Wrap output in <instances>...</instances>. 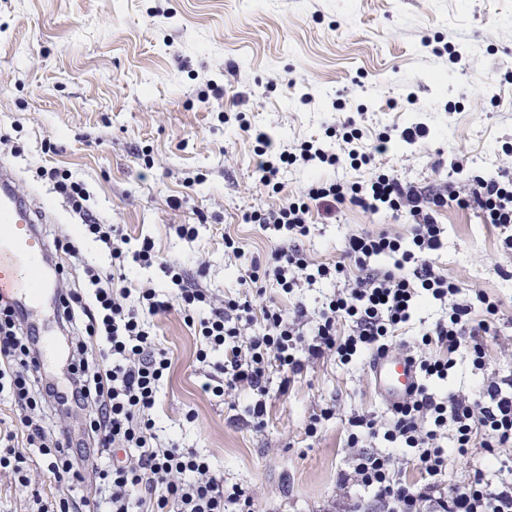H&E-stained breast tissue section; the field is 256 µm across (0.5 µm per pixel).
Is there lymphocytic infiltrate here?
<instances>
[{
  "instance_id": "f902f5d3",
  "label": "lymphocytic infiltrate",
  "mask_w": 512,
  "mask_h": 512,
  "mask_svg": "<svg viewBox=\"0 0 512 512\" xmlns=\"http://www.w3.org/2000/svg\"><path fill=\"white\" fill-rule=\"evenodd\" d=\"M255 183L281 192L280 175L298 165L312 171L349 163L364 178L307 183L278 208L245 211L244 223L272 233L275 246L265 259H251L240 278L242 293L217 300L193 282L185 270L168 263L161 270L172 288L164 295L153 287H134V266L152 265L154 246L142 240L129 247L118 225L92 209L90 194L71 173L52 168L45 176L81 219V235L101 243L112 270L86 268L83 288L60 295L61 320L73 332L80 356L71 368L70 395L88 412L96 464L93 491L59 498L55 512H255L254 499L238 485L217 478L209 458L194 449L162 442L152 411L164 373L170 367L154 327L158 318L179 312L198 335L199 363L211 365L207 386L215 396L244 389L254 394L248 422L262 427L272 374L280 393L311 364L331 356L347 364L361 358L405 350L414 361L420 384L406 404L387 418L354 415L348 420L351 463L337 477L340 487L358 486L374 494L384 512H512V380L489 376L474 393L439 391L453 367L452 353L468 348L475 368L484 366V341L497 335L500 303L483 289L462 287L433 261L446 244L440 213L449 202L475 211L499 234V258L512 264V146H503L495 175L466 172L461 153H452L448 169L454 181L420 186L393 173L376 171L374 161L389 149L391 136H368L355 120L327 129L324 137L277 145L267 132L252 129ZM375 215L391 213L411 226L402 240L388 233L347 234L342 261L312 260L302 247L312 217L336 218L344 204ZM389 257L378 268L376 257ZM284 293L329 282L332 295L316 310L298 302L288 310L264 304L266 283ZM445 313L415 341L402 336L426 302ZM261 320L259 332L246 326ZM104 350L94 360L85 354L91 342ZM8 393L18 412L17 433L38 449L48 473L60 486L82 483L79 462L64 431L47 426L41 409L58 401L52 383L43 380L39 354L10 304L0 302V393ZM454 429L459 455L482 449L499 477L475 471L469 481L448 490L443 483L448 453L441 445L445 429ZM383 439L410 451L421 482L409 483L393 455L365 450L368 440ZM127 451L126 460L115 457Z\"/></svg>"
}]
</instances>
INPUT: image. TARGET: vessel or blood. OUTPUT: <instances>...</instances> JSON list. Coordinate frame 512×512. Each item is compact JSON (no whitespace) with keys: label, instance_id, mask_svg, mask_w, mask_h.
Here are the masks:
<instances>
[{"label":"vessel or blood","instance_id":"obj_1","mask_svg":"<svg viewBox=\"0 0 512 512\" xmlns=\"http://www.w3.org/2000/svg\"><path fill=\"white\" fill-rule=\"evenodd\" d=\"M43 221L41 208L18 194L13 170L0 165V299L10 302L25 317L52 286L41 276L49 247L34 231ZM369 372L381 400L389 407L406 401L419 382L415 366L393 352L375 357Z\"/></svg>","mask_w":512,"mask_h":512}]
</instances>
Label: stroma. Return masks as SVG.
Returning <instances> with one entry per match:
<instances>
[{
	"instance_id": "1",
	"label": "stroma",
	"mask_w": 512,
	"mask_h": 512,
	"mask_svg": "<svg viewBox=\"0 0 512 512\" xmlns=\"http://www.w3.org/2000/svg\"><path fill=\"white\" fill-rule=\"evenodd\" d=\"M437 39L457 50L459 63L432 50ZM509 71L512 0H0V134L11 139L0 145V162L14 170L20 194L47 207L38 227L45 240L78 229L39 175L58 167L85 184L100 217L126 238L150 239L160 259L221 298L239 291L240 263L225 256V237L249 258L274 245L269 232L242 222L243 212L278 206L308 180L291 167L281 193L256 187L254 142L222 119L233 93H246L251 124L284 145L359 111L373 133L423 122L431 130L423 144L378 161L425 184L435 161L458 148L470 169L495 170L501 146L512 143ZM212 83L223 86L222 97L204 98ZM439 220L448 242L436 265L485 289L504 313L485 343L483 369L467 349L453 355L448 386L471 391L483 374L512 377V279L494 268L492 225L454 204ZM179 224L198 225L197 237H178ZM356 229L405 237L410 226L348 204L337 222L314 216L304 247L316 261H340ZM60 261L56 288L64 293L83 281L85 266L108 272L111 258L88 240L79 258ZM40 317L55 342L41 371L68 391L70 339L53 307ZM155 332L172 361L155 410L161 439L206 454L227 484L248 490L256 512H382L370 492L336 483L348 466L349 416L385 413L365 361L328 359L288 393L271 389L266 424L255 429L205 390L200 341L179 314L160 317ZM325 407L332 417L319 438H308L309 416ZM24 454L29 482L0 472V512H37L36 498L61 494L37 449Z\"/></svg>"
}]
</instances>
